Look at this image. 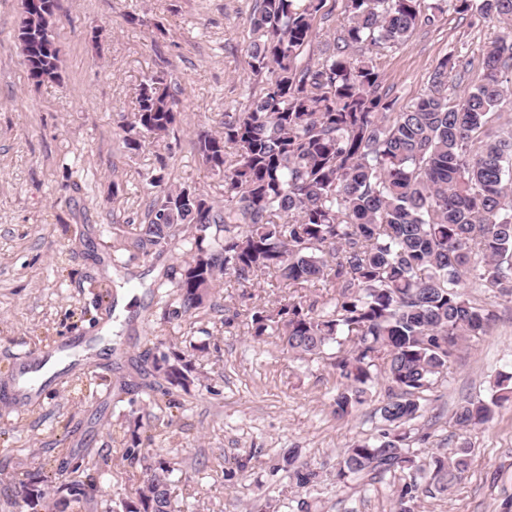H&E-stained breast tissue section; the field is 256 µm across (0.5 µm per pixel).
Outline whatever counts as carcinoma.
Masks as SVG:
<instances>
[{"label": "carcinoma", "instance_id": "cac0c4a2", "mask_svg": "<svg viewBox=\"0 0 512 512\" xmlns=\"http://www.w3.org/2000/svg\"><path fill=\"white\" fill-rule=\"evenodd\" d=\"M21 0L16 38L36 85L61 78V49L47 33L44 5ZM348 18L337 41L314 45L325 0H255L246 46L251 73L264 78L257 95L224 113V131L197 133L198 152L224 179V206L204 194L169 187L140 225L137 245L164 250L183 237L187 258L169 281L180 312L211 301L219 278L241 285L274 272L290 288L322 282L327 295L291 296L250 309V334L276 335L296 359H321L336 348L333 367L345 379L334 412L351 414L382 379L379 434L342 452L336 480L370 482L399 475L395 512H420L421 495H444L469 470L461 443L450 456L418 463L405 428L421 416L417 394L442 380L465 343L487 333L493 313L463 289L468 281L512 297V0H452L455 12L477 11L505 33L486 51L471 89L448 96V79L467 64L443 56L428 88L400 111L380 92L382 75L369 53L434 26L446 12L435 0H343ZM178 100L159 76L141 86L130 129L160 137L177 122ZM169 212L164 224L158 214ZM154 393L202 385L187 355L153 361ZM512 401V375L502 374L489 398L466 399L454 411L458 430L490 422ZM119 445L134 460L151 441L130 414ZM281 469L310 489L319 473L299 461ZM171 462L158 455L142 469L134 493L112 500V512H171ZM46 476L34 474L23 500L43 506ZM74 507L87 508L96 486L77 483Z\"/></svg>", "mask_w": 512, "mask_h": 512}]
</instances>
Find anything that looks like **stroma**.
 I'll use <instances>...</instances> for the list:
<instances>
[{
    "label": "stroma",
    "instance_id": "1",
    "mask_svg": "<svg viewBox=\"0 0 512 512\" xmlns=\"http://www.w3.org/2000/svg\"><path fill=\"white\" fill-rule=\"evenodd\" d=\"M58 3L62 79L36 85L15 38L20 0H0V390L15 355L65 340L84 346L40 404L0 400V512H30L21 494L29 473L53 476L62 460L84 455L80 478L98 489L94 512H108L144 466L114 444L133 410L152 437L146 454L174 464V512H265L266 500L283 507L306 496L316 512H392V478L365 487L336 480L343 449L377 433L386 383L351 415L336 416L342 380L330 359H290L276 337L255 339L246 324V309L275 306L291 288L272 275L246 286L227 276L205 308L178 315L165 280L185 259L184 243L163 252L135 244L162 187L224 203V181L203 164L196 133H221L225 112L262 87L245 57L254 0ZM500 33L495 20L448 11L436 26L374 52L381 88L405 107L444 55L480 66ZM150 75L171 87L179 116L167 135L133 152L123 128ZM154 174L162 187L149 184ZM122 288L133 300L120 313L113 300ZM469 294L495 319L421 393L411 437L424 462L468 443L471 465L450 493L423 497L421 512H512V402L466 433L453 421L459 403L488 397L498 374L512 373V298L484 288ZM174 348L193 350L204 385L175 392L173 408L161 409L140 386L154 358ZM123 380L133 389L115 394ZM292 448L319 472L314 489L295 487L282 470Z\"/></svg>",
    "mask_w": 512,
    "mask_h": 512
}]
</instances>
